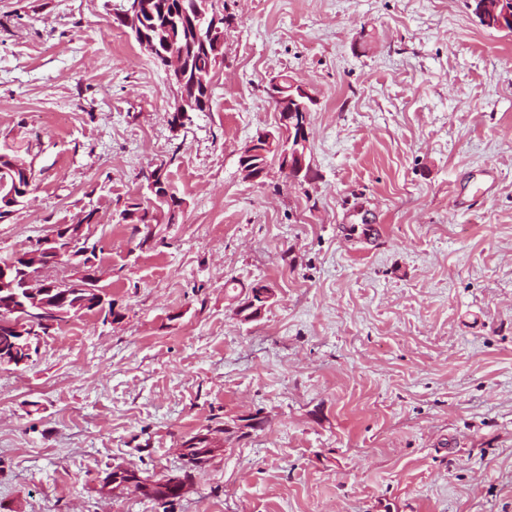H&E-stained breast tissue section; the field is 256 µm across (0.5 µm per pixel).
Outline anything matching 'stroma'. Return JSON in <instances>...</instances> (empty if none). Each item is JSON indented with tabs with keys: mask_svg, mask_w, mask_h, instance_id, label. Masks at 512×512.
I'll use <instances>...</instances> for the list:
<instances>
[{
	"mask_svg": "<svg viewBox=\"0 0 512 512\" xmlns=\"http://www.w3.org/2000/svg\"><path fill=\"white\" fill-rule=\"evenodd\" d=\"M119 3L0 0V152L36 171L0 256L95 211L118 314L0 368V512H512V33L465 0H215L211 106L175 127ZM278 75L317 100L312 176L253 183ZM158 167L178 221L132 233Z\"/></svg>",
	"mask_w": 512,
	"mask_h": 512,
	"instance_id": "stroma-1",
	"label": "stroma"
}]
</instances>
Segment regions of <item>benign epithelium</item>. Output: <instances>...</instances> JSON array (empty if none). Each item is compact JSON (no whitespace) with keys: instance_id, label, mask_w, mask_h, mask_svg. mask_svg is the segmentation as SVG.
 Instances as JSON below:
<instances>
[{"instance_id":"obj_1","label":"benign epithelium","mask_w":512,"mask_h":512,"mask_svg":"<svg viewBox=\"0 0 512 512\" xmlns=\"http://www.w3.org/2000/svg\"><path fill=\"white\" fill-rule=\"evenodd\" d=\"M479 13L486 24L499 30L507 29L512 24V9L506 0H480ZM127 26L140 31V46L153 58H161L169 81L183 86V57L172 48L161 49L154 39L141 30L139 0H128L127 11L123 13ZM268 98L277 103L281 112L276 132H260L247 142L240 155L247 160L252 156L265 154L271 150L280 153L282 171L289 177L298 178L307 164L308 150V115L311 105L315 103L313 95L302 85L295 82L284 87L279 78H273L266 87ZM69 229L59 225L55 230L37 240L31 251L25 255H12L0 260V283L7 281L10 272L22 261L28 266L27 274L21 285L22 297L14 298L4 317L0 318V364L20 366L32 359L34 343H42L43 337L26 335L24 322L28 319L27 312L39 310L43 313V323L55 327L81 313L79 306L98 307V292L95 288L97 276L89 270L79 272L65 280L64 285L81 293L80 302L68 303L69 293L53 295L54 286L43 272L63 262L69 254Z\"/></svg>"}]
</instances>
